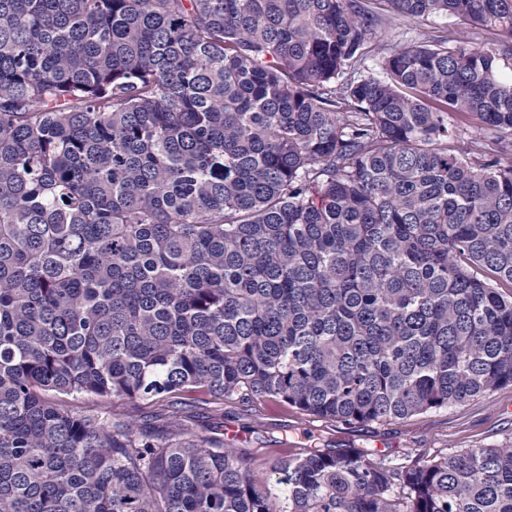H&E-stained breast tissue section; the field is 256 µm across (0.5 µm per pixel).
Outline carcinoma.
<instances>
[{
  "label": "carcinoma",
  "mask_w": 512,
  "mask_h": 512,
  "mask_svg": "<svg viewBox=\"0 0 512 512\" xmlns=\"http://www.w3.org/2000/svg\"><path fill=\"white\" fill-rule=\"evenodd\" d=\"M434 15L481 40L355 76ZM507 60L512 0H0V512H512L511 443L258 455L194 413L512 386ZM446 28L453 33L458 43L468 44L478 40L476 34L477 30L473 29L471 25L454 17L431 16L427 20L420 22H400L393 26H388L386 29L388 36L384 41L372 45L371 49L374 51L364 63L358 66L359 70L357 76H381L378 59L384 55L383 49L391 47L393 43H419L425 41L430 34H438L434 33V31H440ZM378 45L379 47L376 48Z\"/></svg>",
  "instance_id": "carcinoma-1"
}]
</instances>
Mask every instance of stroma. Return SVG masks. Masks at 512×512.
Returning <instances> with one entry per match:
<instances>
[{
  "label": "stroma",
  "mask_w": 512,
  "mask_h": 512,
  "mask_svg": "<svg viewBox=\"0 0 512 512\" xmlns=\"http://www.w3.org/2000/svg\"><path fill=\"white\" fill-rule=\"evenodd\" d=\"M442 29L451 31L457 42L462 44L477 39L471 25L453 17L432 16L420 22H400L388 27L380 47L360 64L359 75L380 76L378 59L392 44L419 43ZM220 420L234 428L243 447L250 450L273 447L275 440L284 438L296 451L303 448H369L377 455L390 458L419 452L449 454L512 440V386L444 410L353 428L337 427L301 415L292 408L274 405L241 408L228 403L224 406L223 418H216L210 413L200 417L201 423L208 428ZM257 422L262 428L255 433L251 427Z\"/></svg>",
  "instance_id": "stroma-1"
}]
</instances>
